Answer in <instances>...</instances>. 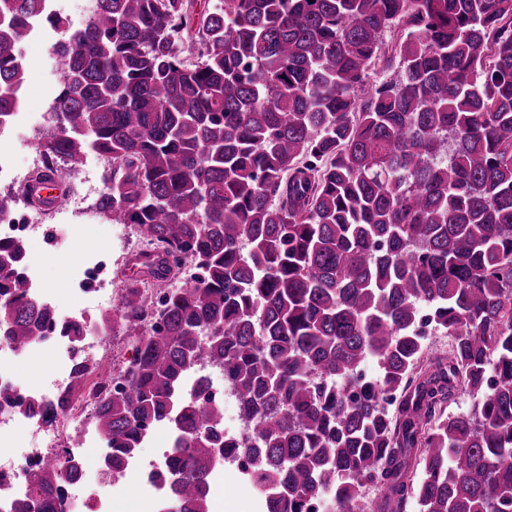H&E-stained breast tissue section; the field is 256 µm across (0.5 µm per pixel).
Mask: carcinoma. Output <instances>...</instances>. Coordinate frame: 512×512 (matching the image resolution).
Wrapping results in <instances>:
<instances>
[{
  "label": "carcinoma",
  "mask_w": 512,
  "mask_h": 512,
  "mask_svg": "<svg viewBox=\"0 0 512 512\" xmlns=\"http://www.w3.org/2000/svg\"><path fill=\"white\" fill-rule=\"evenodd\" d=\"M50 2L0 0V119L21 108L19 46L49 26L65 60L43 152L106 158L104 214L148 247L102 318L136 340L93 393L108 465L163 423L168 512H210L213 465L243 453L265 512H358L366 483L379 512H512V0H98L77 30ZM26 259L0 242L16 346L49 329ZM182 261L196 274L170 288ZM201 365L241 435L185 390ZM101 367L78 359L71 394ZM459 391L474 403L450 413ZM68 401L27 411L55 423ZM79 438L20 512H55ZM213 370H217L218 374L213 373ZM202 377L207 379L208 396L213 404L235 401L234 395L224 387V372L222 370L213 368L192 370L186 376L188 387L194 386ZM231 422L238 424V409L235 402H229L224 406V423Z\"/></svg>",
  "instance_id": "1"
}]
</instances>
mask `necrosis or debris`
Returning <instances> with one entry per match:
<instances>
[{"mask_svg": "<svg viewBox=\"0 0 512 512\" xmlns=\"http://www.w3.org/2000/svg\"><path fill=\"white\" fill-rule=\"evenodd\" d=\"M15 121L0 124V181L12 184L15 194H22L31 179L42 172V156L34 154L27 169L15 161L12 132ZM68 232L67 225L47 224L35 211H19L5 206L0 211V242L21 240L39 241L45 251H53ZM112 256L108 253L88 255L69 275L72 294L78 301L68 312L56 313V328L25 348L0 340V388L12 390L17 403L0 405V472L9 476L8 485L0 486V512H14V505L29 493V476L41 468L50 448L55 447L51 427L41 417L26 414L23 402L55 401L68 393L75 377L78 354L95 355L101 352L107 329L93 318L95 309L113 301L111 284ZM52 348L55 364L50 379L23 386L16 380L15 370L30 353ZM167 462L165 452L154 458L133 456L111 473L96 469L94 477H79L62 482L56 494L57 512H108L114 499L104 493V486L132 489L134 500L148 504L163 494L154 474Z\"/></svg>", "mask_w": 512, "mask_h": 512, "instance_id": "1", "label": "necrosis or debris"}]
</instances>
